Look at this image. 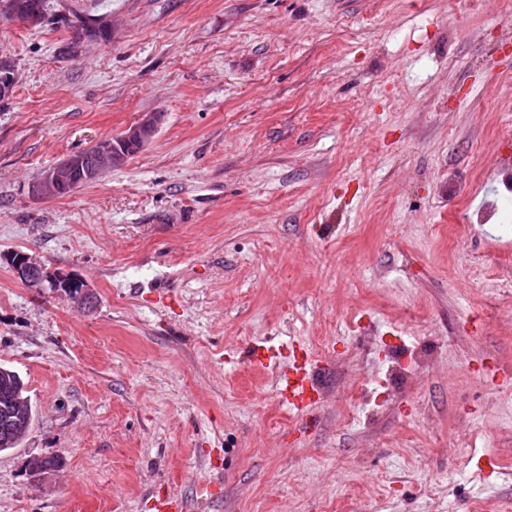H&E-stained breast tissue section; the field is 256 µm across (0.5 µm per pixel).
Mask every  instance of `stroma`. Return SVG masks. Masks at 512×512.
<instances>
[{
    "label": "stroma",
    "instance_id": "1",
    "mask_svg": "<svg viewBox=\"0 0 512 512\" xmlns=\"http://www.w3.org/2000/svg\"><path fill=\"white\" fill-rule=\"evenodd\" d=\"M111 38L76 43L73 15ZM512 0H50L0 19V512H478L512 494ZM145 112L71 195L31 185ZM36 256L97 297L35 290ZM321 359L297 415L266 347ZM64 458L41 481L29 456ZM14 5V14L4 15L0 12V17L6 20H18L24 21V18L29 14V16L25 19V23L31 26H35L38 24L40 17L41 22L45 17V13L48 9V3L46 0H10ZM39 12L40 17L37 13ZM160 124L161 114L159 112H147L141 115L135 122L127 125L121 131L122 134L117 137V141V135L107 136L103 138L102 141L96 142L90 147L74 153L81 157L85 166H88L81 171L83 184H89L95 181L101 173L102 168H106L107 166H120L126 161L127 156L130 158L137 154L143 149L142 146H145L153 139ZM112 141L118 142L119 146ZM105 142H111L112 149L110 147L101 149L99 162L96 163L97 153ZM132 144L138 146H128ZM125 148L127 155L124 153ZM81 159L78 157H66L46 170L41 178L32 185L30 189L32 197L39 200H47L69 196L73 190L81 186V183H79L75 187L67 189V187L76 184V179L73 178L76 169L81 167ZM95 163L96 165L92 166ZM61 187L65 188L58 193ZM17 256L18 252L14 254V258ZM12 269L23 282L29 284L41 283L45 276L48 275L43 262L35 260L27 253L22 252H20L19 256L12 264ZM1 369H4V371ZM27 393V384L18 373L9 368L0 366V452L18 447L19 445L15 443L25 439L28 434V429L25 426L19 433L11 435L10 441L12 444L6 445V436L9 437L10 435L6 434L5 436L2 429L3 423H5L6 419L9 417L11 402L17 397L29 399L30 401ZM14 405L15 411L13 415L17 418L23 419L26 412V405L23 400H15Z\"/></svg>",
    "mask_w": 512,
    "mask_h": 512
}]
</instances>
